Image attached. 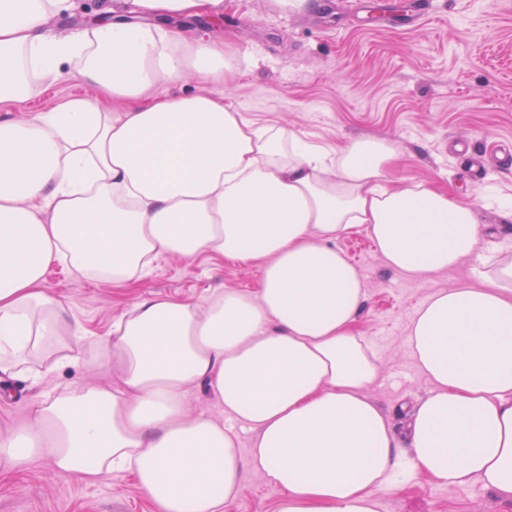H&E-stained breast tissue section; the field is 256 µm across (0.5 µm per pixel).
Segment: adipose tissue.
<instances>
[{"label": "adipose tissue", "mask_w": 512, "mask_h": 512, "mask_svg": "<svg viewBox=\"0 0 512 512\" xmlns=\"http://www.w3.org/2000/svg\"><path fill=\"white\" fill-rule=\"evenodd\" d=\"M64 3L0 0V105L72 64L126 108L74 99L0 122V379L37 385L76 361L83 332L43 286L52 262L120 282L208 253L256 265L261 282L201 305L136 301L106 343L115 383L34 397L28 422L0 435V471L42 459L78 483L129 473L155 512H224L247 468L278 491L276 512H380L421 474L512 504V236L486 240L474 206L430 184L391 187L388 140L330 161L224 95L155 93L187 66L228 69L223 44L161 25L221 15L224 0H122L140 23L46 36ZM361 230L410 277L470 271L411 323L430 389L399 428L367 394L380 367L354 330L365 282L337 246ZM194 387L224 420L187 414Z\"/></svg>", "instance_id": "obj_1"}]
</instances>
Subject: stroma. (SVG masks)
<instances>
[{"instance_id":"obj_1","label":"stroma","mask_w":512,"mask_h":512,"mask_svg":"<svg viewBox=\"0 0 512 512\" xmlns=\"http://www.w3.org/2000/svg\"><path fill=\"white\" fill-rule=\"evenodd\" d=\"M412 0H307L284 11L274 0H224L220 18H188L174 26L189 40H212L238 57L223 79L202 81L186 71L170 94L202 90L229 97L237 111L260 125L295 132L309 144L335 150L378 136L394 143L400 159L392 185L422 180L478 205V219L503 235L507 226L482 206L494 192L512 198V166L495 158L512 144V0H432L429 17L413 25L391 24ZM103 0H73L53 16L47 31L72 36L104 19ZM73 66L46 81L28 100L0 108V121L48 112L88 95ZM368 236L340 241L355 252L366 283L356 328L370 342L381 367L369 395L400 422L401 407L427 391L407 341L418 309L435 293L468 280L465 267L412 279L390 268ZM258 268L201 254L189 261L161 257L143 279L122 283L87 279L53 262L44 286L71 305L70 322L87 336L75 345L79 361L48 377L41 387L22 378L0 398V435L24 423L37 391L50 392L74 380L105 386L112 380L104 346L113 324L142 297L204 302L227 289L256 290ZM278 492L245 472L238 497L224 512H274ZM0 512H154L130 476L119 474L75 483L43 461L0 474ZM382 512H512L480 482L440 485L417 476L386 495Z\"/></svg>"}]
</instances>
